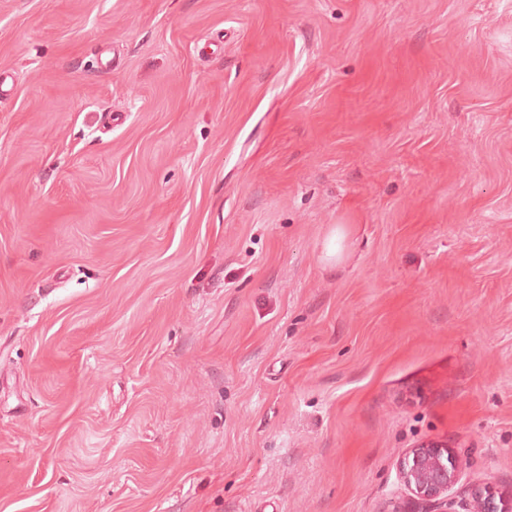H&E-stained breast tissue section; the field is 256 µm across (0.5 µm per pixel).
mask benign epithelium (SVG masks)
Returning a JSON list of instances; mask_svg holds the SVG:
<instances>
[{"label": "benign epithelium", "instance_id": "1", "mask_svg": "<svg viewBox=\"0 0 512 512\" xmlns=\"http://www.w3.org/2000/svg\"><path fill=\"white\" fill-rule=\"evenodd\" d=\"M463 463L446 445L422 444L410 449L400 464L408 491L385 512H512V484H471L458 499L452 489L460 482Z\"/></svg>", "mask_w": 512, "mask_h": 512}]
</instances>
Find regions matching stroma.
Returning <instances> with one entry per match:
<instances>
[{
    "label": "stroma",
    "mask_w": 512,
    "mask_h": 512,
    "mask_svg": "<svg viewBox=\"0 0 512 512\" xmlns=\"http://www.w3.org/2000/svg\"><path fill=\"white\" fill-rule=\"evenodd\" d=\"M512 482V0H0V512H385ZM463 463L446 445L422 444L411 448L400 464V478L408 491L385 512H511L512 484H471L457 499L452 489L460 482Z\"/></svg>",
    "instance_id": "35a3bbf8"
}]
</instances>
